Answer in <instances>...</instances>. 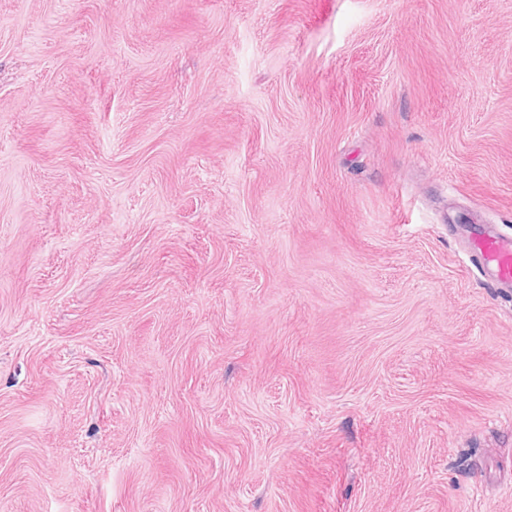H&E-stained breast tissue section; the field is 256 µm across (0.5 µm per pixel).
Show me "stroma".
Instances as JSON below:
<instances>
[{"instance_id": "obj_1", "label": "stroma", "mask_w": 512, "mask_h": 512, "mask_svg": "<svg viewBox=\"0 0 512 512\" xmlns=\"http://www.w3.org/2000/svg\"><path fill=\"white\" fill-rule=\"evenodd\" d=\"M512 0H0V512H512ZM469 245L483 260L485 279L491 288H512V238L474 230Z\"/></svg>"}]
</instances>
